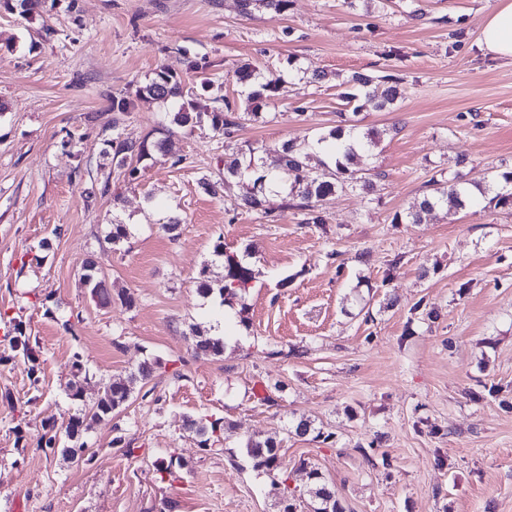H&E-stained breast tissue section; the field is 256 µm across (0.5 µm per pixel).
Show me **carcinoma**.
Returning a JSON list of instances; mask_svg holds the SVG:
<instances>
[{"label": "carcinoma", "instance_id": "obj_1", "mask_svg": "<svg viewBox=\"0 0 512 512\" xmlns=\"http://www.w3.org/2000/svg\"><path fill=\"white\" fill-rule=\"evenodd\" d=\"M211 67L208 62L192 61L188 69L199 79L201 93L197 94L186 88L181 78L163 67L156 69L149 83L140 87L136 99L112 98V110L127 112L135 105L137 99H151L163 104L176 103L178 110L168 113L170 125L156 129L158 136L148 134L141 140H130L123 136L117 123H112V138L107 140L104 157L110 160L112 167L121 170L128 181L139 178L138 163L152 159L156 155L166 156L169 153L171 126L178 128H194L203 121H208L212 130L224 137V147L231 145L236 131L244 124L264 118L261 109L274 100L277 85L263 81L257 68L246 64L235 72L236 82L242 87L247 107L240 112L231 105L226 97L220 95L222 86L207 76L206 70ZM358 85L364 103L377 110H384L393 105L401 97L400 83L391 78L375 77L358 74L353 76ZM223 102L224 108L208 111V104ZM331 141L336 155L334 166L321 161L311 163L314 146L305 142L286 140L275 148L253 147L237 151V158L224 164V182H211L203 179V188L213 195L237 186L240 193L235 197L237 206L257 211L268 217L270 213L264 207L266 192L282 190L285 193L283 209H297L304 212L305 223L323 224L325 218L318 209V203L338 191L362 190L371 195L374 184L371 180L357 176L351 168L358 150L367 146L364 138L354 130L344 131L336 127L317 139V143ZM431 191L416 205L404 214L394 217L396 224H419L423 215L438 206L451 204L455 208H463L471 198L472 190L484 195L495 191L494 199L502 206H512V171L503 172L489 180L476 181L466 178L463 174L456 175L448 181L433 178L429 181ZM213 256L223 268L222 279H209V265L199 271L201 290L210 294L218 292L225 304L244 303L245 297L254 280V270L237 252L231 250L219 239L213 246ZM82 285L90 291L92 297L98 298L103 306L112 304V289L105 285V278L98 271L95 263L84 262L81 274ZM9 341L24 360L31 363L30 375L33 382H38L35 349L26 335L24 322L13 317L9 320ZM192 350L198 357H217L224 354V340L216 338L198 325L192 326ZM159 366L156 360H145L125 380H106L102 382V392L97 400L88 403L84 396L83 382L87 380V372L79 353L72 357V380L67 385V398L73 406L68 414L64 432H59L55 425L45 427L36 447L45 455H50L57 448L74 459L82 458L88 451L82 437L91 425L112 420V415L121 408L132 396L134 383L149 382ZM187 431L199 438L198 445L205 451L221 441L224 437L225 422L222 418L201 414L184 419ZM245 454L256 470H261L271 477L273 489H278L277 480L280 469L277 442L272 438L250 439L245 446ZM184 467L179 457L173 455L155 463V470L160 478L177 479L178 470ZM309 480V496L312 512H344V507L335 496L322 474L315 468L306 471Z\"/></svg>", "mask_w": 512, "mask_h": 512}]
</instances>
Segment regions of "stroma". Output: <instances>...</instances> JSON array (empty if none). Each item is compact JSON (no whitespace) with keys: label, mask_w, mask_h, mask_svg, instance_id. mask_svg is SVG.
<instances>
[{"label":"stroma","mask_w":512,"mask_h":512,"mask_svg":"<svg viewBox=\"0 0 512 512\" xmlns=\"http://www.w3.org/2000/svg\"><path fill=\"white\" fill-rule=\"evenodd\" d=\"M489 0H290L278 14L239 0H45L30 19L0 2V310L36 337L40 383L0 323V512H309L308 468L333 484L345 512H512V208L490 195L438 208L423 223L396 214L431 178L483 179L512 169V61L479 45ZM211 78L242 105L234 71L249 63L278 85L263 120L236 147L309 143L336 127L376 131L355 166L376 176L328 197L308 224L267 194L266 214L207 194L232 156L209 124L181 129L183 162H148L125 182L102 169L113 125L138 140L168 105L134 97L158 67ZM324 72L311 81L312 72ZM362 73L401 79L389 109L343 101ZM112 193L100 196L103 181ZM180 221L176 237L162 229ZM131 227L101 244L112 220ZM224 240L256 279L241 320L226 324L223 356L197 358L189 327L224 314L197 271ZM48 241L41 266L20 257ZM94 258L113 291L97 305L80 281ZM102 380L159 359L147 386L112 421L93 426L91 458L45 456L42 425L68 415L71 358ZM184 359L181 377L171 362ZM223 417L221 450L204 451L183 419ZM307 418L326 440L291 432ZM122 428L130 448L112 446ZM273 437L281 486L243 447ZM185 466L160 481L154 462Z\"/></svg>","instance_id":"obj_1"}]
</instances>
